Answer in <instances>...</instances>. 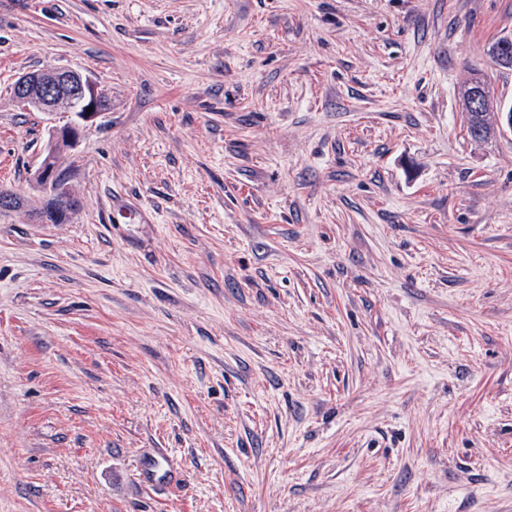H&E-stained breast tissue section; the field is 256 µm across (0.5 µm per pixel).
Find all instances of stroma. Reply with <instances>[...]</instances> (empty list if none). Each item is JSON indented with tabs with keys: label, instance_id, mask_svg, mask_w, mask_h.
I'll list each match as a JSON object with an SVG mask.
<instances>
[{
	"label": "stroma",
	"instance_id": "stroma-1",
	"mask_svg": "<svg viewBox=\"0 0 512 512\" xmlns=\"http://www.w3.org/2000/svg\"><path fill=\"white\" fill-rule=\"evenodd\" d=\"M512 0H0L112 105L64 221L0 211V512H512ZM135 210L112 220V198ZM166 452L180 481L140 480ZM480 83L486 85L479 77H471L464 83L460 91L467 130L474 140H485L495 134L498 115L499 112L502 111V114H504V124L509 129H512L511 105L508 106L502 103L498 104L497 102L492 101L489 105L484 107L481 112H477L473 109V95L476 93L475 91Z\"/></svg>",
	"mask_w": 512,
	"mask_h": 512
}]
</instances>
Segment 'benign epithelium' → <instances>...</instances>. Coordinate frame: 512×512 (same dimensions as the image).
I'll return each instance as SVG.
<instances>
[{
  "instance_id": "1",
  "label": "benign epithelium",
  "mask_w": 512,
  "mask_h": 512,
  "mask_svg": "<svg viewBox=\"0 0 512 512\" xmlns=\"http://www.w3.org/2000/svg\"><path fill=\"white\" fill-rule=\"evenodd\" d=\"M23 100L41 112L53 115L64 112L75 120L49 129L47 151L37 171V179L44 193L60 201L64 214L75 211L78 201L72 197L58 173L57 153L60 149L76 146L82 132V124L95 120L101 113L100 89L96 82L77 70L54 67L21 75L16 80ZM92 112H87V108Z\"/></svg>"
}]
</instances>
